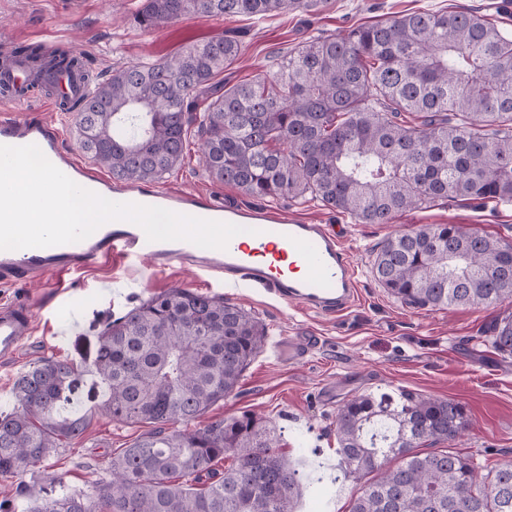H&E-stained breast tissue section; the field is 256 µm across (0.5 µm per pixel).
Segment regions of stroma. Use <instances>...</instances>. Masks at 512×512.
I'll use <instances>...</instances> for the list:
<instances>
[{"label":"stroma","instance_id":"stroma-1","mask_svg":"<svg viewBox=\"0 0 512 512\" xmlns=\"http://www.w3.org/2000/svg\"><path fill=\"white\" fill-rule=\"evenodd\" d=\"M139 3L0 0V53L17 43L50 39L84 51L95 73L105 78L123 66L158 61L153 45L176 26L205 32L210 41L237 36L241 55L223 74L235 84L275 74L282 57L310 38L343 34L418 10L471 8L512 33L507 0H320L311 10L265 19L189 14L174 26L154 29L135 22ZM201 143L198 131H191L181 164L161 179V186L204 191L227 206L261 205L306 224L334 226L357 267L352 305L325 315L286 303L245 281L228 286L180 265L152 273L130 268L120 259L38 281L0 284V306L19 299L35 303V318L19 353L0 361V412L14 406V382L33 362L52 356L82 364L107 319L181 284L224 297L264 326L266 347L246 368L235 393L208 415L220 418L249 411L280 428L282 453L307 476L296 512H349L355 483H337L335 495L319 499L313 489L336 475L338 406L366 390L404 388L455 399L464 405L469 420L455 449L488 465L512 459V357L485 341L486 327L504 313V306L416 309L390 296L370 272L374 252L388 235L424 224H465L512 241V203L439 200L399 214L390 224H360L315 200L261 201L235 186L213 183L199 164ZM304 336L319 337L320 342L303 358L280 360L269 348L275 340ZM148 430L145 424L124 425L92 413L85 431L69 440L46 467L21 477H0V500H13L18 512H25L40 488L57 481L67 490L89 492L106 475L113 454Z\"/></svg>","mask_w":512,"mask_h":512}]
</instances>
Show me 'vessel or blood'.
Returning a JSON list of instances; mask_svg holds the SVG:
<instances>
[{
	"label": "vessel or blood",
	"mask_w": 512,
	"mask_h": 512,
	"mask_svg": "<svg viewBox=\"0 0 512 512\" xmlns=\"http://www.w3.org/2000/svg\"><path fill=\"white\" fill-rule=\"evenodd\" d=\"M29 68L22 58L0 64V104L12 114L0 116V145H36L58 169L79 186L118 202L162 207L180 214L226 223L251 221L255 230L234 236L227 249H207L188 241H148L144 231L128 221L100 226L88 238L62 245L35 247L17 254L0 250V283L31 280L48 273H64L95 261L119 257L130 264L164 269L188 264L217 279L248 277L274 291L286 302L336 314L355 299L357 272L342 242L322 224H300L269 208L226 209L195 191L166 190L141 184L129 187L78 163L62 147V136L51 115L66 97L86 89L81 74L60 76L43 103L49 114L32 118L21 113L29 101ZM34 307L15 302L0 308V357H14L28 334Z\"/></svg>",
	"instance_id": "b4317fda"
}]
</instances>
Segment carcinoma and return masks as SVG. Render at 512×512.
I'll return each mask as SVG.
<instances>
[{
	"label": "carcinoma",
	"mask_w": 512,
	"mask_h": 512,
	"mask_svg": "<svg viewBox=\"0 0 512 512\" xmlns=\"http://www.w3.org/2000/svg\"><path fill=\"white\" fill-rule=\"evenodd\" d=\"M317 2L141 0L137 20L156 28L189 13L268 18ZM239 52L231 36L189 44L64 98L81 149L115 181L152 183L179 165L196 124L211 181L257 199L310 198L361 224H389L439 199L512 202V34L479 12H412L315 37L273 79L231 85L220 75ZM11 53L37 80L89 71L72 49L50 59L34 44ZM203 87L212 93L198 117ZM404 112L422 122L406 124ZM372 270L414 308L512 304V243L475 227L391 235ZM487 333L512 356V313ZM264 336L253 315L221 297L180 286L153 295L105 325L85 370L44 357L20 374L13 411L0 413V476L33 470L84 432L87 415L64 404L88 372L105 386L101 414L154 429L113 456L90 493L44 489L26 512H295L301 475L275 427L251 412L188 427L234 393ZM467 427L451 398L401 391L344 401L337 453L359 485L350 512H512V460L489 467L458 450L420 449ZM226 457L220 473L214 465Z\"/></svg>",
	"instance_id": "carcinoma-1"
}]
</instances>
